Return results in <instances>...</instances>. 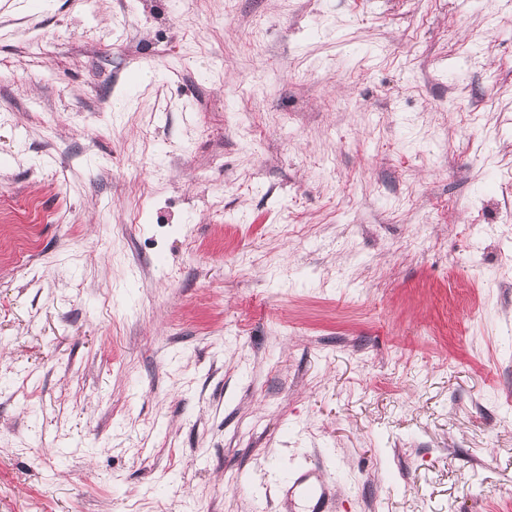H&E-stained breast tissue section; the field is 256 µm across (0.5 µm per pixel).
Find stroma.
I'll return each instance as SVG.
<instances>
[{
	"instance_id": "stroma-1",
	"label": "stroma",
	"mask_w": 512,
	"mask_h": 512,
	"mask_svg": "<svg viewBox=\"0 0 512 512\" xmlns=\"http://www.w3.org/2000/svg\"><path fill=\"white\" fill-rule=\"evenodd\" d=\"M512 512V0H0V512ZM288 496H297L308 502L306 512H329L333 499L328 481L322 472L315 468L302 474L288 473L281 482Z\"/></svg>"
}]
</instances>
